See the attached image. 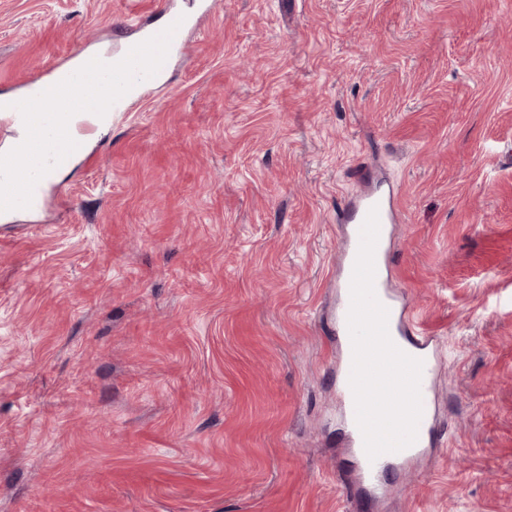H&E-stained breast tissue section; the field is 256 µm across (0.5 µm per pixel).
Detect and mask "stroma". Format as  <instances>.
<instances>
[{"mask_svg": "<svg viewBox=\"0 0 512 512\" xmlns=\"http://www.w3.org/2000/svg\"><path fill=\"white\" fill-rule=\"evenodd\" d=\"M217 2L0 217V512H512V0ZM170 7L0 0V94ZM360 164L440 353V443L374 502L335 320Z\"/></svg>", "mask_w": 512, "mask_h": 512, "instance_id": "35a3bbf8", "label": "stroma"}]
</instances>
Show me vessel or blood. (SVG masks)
<instances>
[{
    "label": "vessel or blood",
    "mask_w": 512,
    "mask_h": 512,
    "mask_svg": "<svg viewBox=\"0 0 512 512\" xmlns=\"http://www.w3.org/2000/svg\"><path fill=\"white\" fill-rule=\"evenodd\" d=\"M216 7L214 0H199L196 13L186 15L171 10L165 13L161 23L141 29L136 35L123 39L118 49L120 55H127L129 50L157 35L164 27L173 25L177 31L170 47V56H177L186 50V33L196 24L197 13L213 11ZM169 72L168 67H161L151 78L136 84L127 94L113 106L114 111L125 112L150 87L162 82ZM354 179L359 186L358 191L344 199L336 210L337 223L346 225L347 234L342 252L343 292L336 314V336L343 351V372H350L352 367V344L347 325V315L350 307V286L352 271L360 245V231L370 209L379 212L380 232L375 251V292L379 301L389 311V333L393 342L405 353L423 362L420 390L423 413L418 425V434L422 437L431 436L435 418V405L432 399L433 381L438 366L437 349L432 338L421 334L415 323L407 303L392 296L387 289L386 272L392 251L391 226L398 221V202L391 185L378 184L373 180L370 168H357ZM347 438L353 453L358 460V482L361 488L378 489L382 485V475L389 464L395 461L407 462L417 457L416 447H408L395 453H386L376 460L367 457L363 438L356 422H349Z\"/></svg>",
    "instance_id": "obj_1"
}]
</instances>
